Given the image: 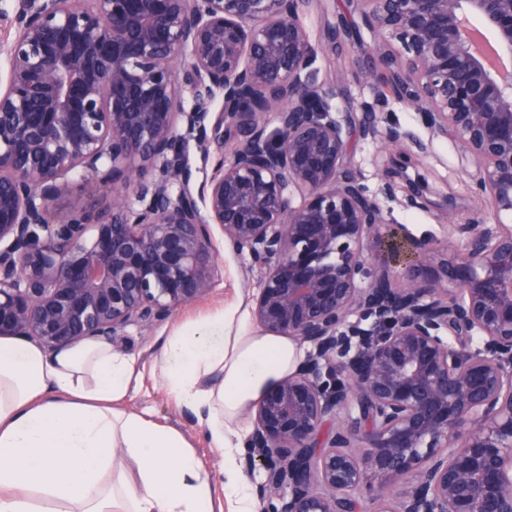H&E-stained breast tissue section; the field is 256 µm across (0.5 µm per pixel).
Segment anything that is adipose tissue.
Returning a JSON list of instances; mask_svg holds the SVG:
<instances>
[{"label":"adipose tissue","mask_w":512,"mask_h":512,"mask_svg":"<svg viewBox=\"0 0 512 512\" xmlns=\"http://www.w3.org/2000/svg\"><path fill=\"white\" fill-rule=\"evenodd\" d=\"M217 311L178 324L160 350V381L224 455V493L256 512L236 461L238 426L303 355L292 338L236 335ZM135 356L85 339L55 351L0 339V512H214L211 476L184 434L126 401Z\"/></svg>","instance_id":"ef3b65f1"}]
</instances>
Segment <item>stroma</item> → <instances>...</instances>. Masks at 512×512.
<instances>
[{
    "label": "stroma",
    "instance_id": "stroma-1",
    "mask_svg": "<svg viewBox=\"0 0 512 512\" xmlns=\"http://www.w3.org/2000/svg\"><path fill=\"white\" fill-rule=\"evenodd\" d=\"M358 21L347 0H319L303 17L313 43L329 48L328 53L318 54L310 67L311 78L322 83L334 70L348 73L333 101L334 106L354 111L353 123L344 128L347 164L358 172L369 193L383 195V187L392 186V194L383 196V205L393 223L404 225L411 237L440 246L461 243L462 234L451 230L448 221L453 218L457 223L471 224L481 213L482 204L474 192L475 164L452 139L434 135L418 112L402 104H392L379 122L380 127L391 126L401 132L397 144L363 136L358 107L369 97L372 83L384 76L385 69L357 40L329 39L332 27ZM212 233L219 272L209 295L152 328L129 327L118 349L138 360L139 380L128 408L149 410L159 423L180 429L212 476L215 512H232L234 504L224 495L221 453L211 448L194 417L175 406L159 379L160 346L172 327L219 308L228 312L250 309L251 296L259 287L260 273L249 259L233 250L220 227H213Z\"/></svg>",
    "mask_w": 512,
    "mask_h": 512
}]
</instances>
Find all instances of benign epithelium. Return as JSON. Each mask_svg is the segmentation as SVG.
Returning <instances> with one entry per match:
<instances>
[{
	"instance_id": "7a95c632",
	"label": "benign epithelium",
	"mask_w": 512,
	"mask_h": 512,
	"mask_svg": "<svg viewBox=\"0 0 512 512\" xmlns=\"http://www.w3.org/2000/svg\"><path fill=\"white\" fill-rule=\"evenodd\" d=\"M316 2L18 0L0 337L56 350L166 320L211 290L217 224L260 271L258 325L309 346L253 412L261 512H358L360 488L376 512H512V69L485 51L512 57V0H348L388 69L363 134L397 142L377 114L405 103L475 163L484 217L458 249L390 225L347 165L352 117L330 104L347 74L304 76ZM192 140L215 154L195 194ZM76 170L112 192L93 224L68 201Z\"/></svg>"
}]
</instances>
